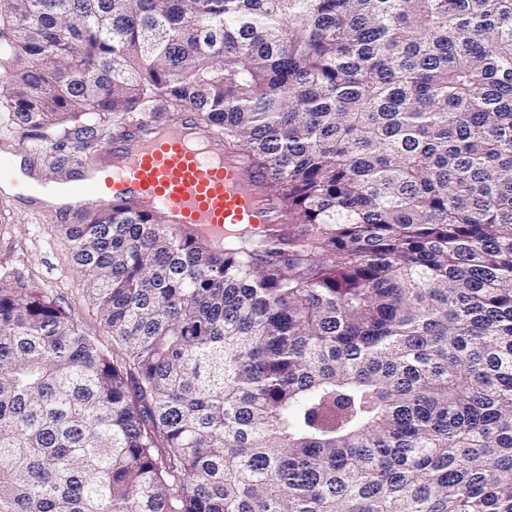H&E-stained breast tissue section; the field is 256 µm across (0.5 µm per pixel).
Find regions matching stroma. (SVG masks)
<instances>
[{"mask_svg": "<svg viewBox=\"0 0 512 512\" xmlns=\"http://www.w3.org/2000/svg\"><path fill=\"white\" fill-rule=\"evenodd\" d=\"M33 135L27 127L0 133V157L21 163L39 182L62 181L74 173L80 155L73 142L60 145L61 164L52 169L29 151ZM0 271L23 287L60 299L89 335L111 346L112 337L97 315L87 281L72 261L58 216L12 191L0 193Z\"/></svg>", "mask_w": 512, "mask_h": 512, "instance_id": "1", "label": "stroma"}]
</instances>
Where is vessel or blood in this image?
I'll list each match as a JSON object with an SVG mask.
<instances>
[{
  "instance_id": "b4317fda",
  "label": "vessel or blood",
  "mask_w": 512,
  "mask_h": 512,
  "mask_svg": "<svg viewBox=\"0 0 512 512\" xmlns=\"http://www.w3.org/2000/svg\"><path fill=\"white\" fill-rule=\"evenodd\" d=\"M262 184L245 157L225 156L219 140L200 137L193 112L176 124L156 113L113 134L84 159L64 185L58 212L66 221L75 210L131 199L161 214L174 230L220 245L228 228L260 231L283 223Z\"/></svg>"
}]
</instances>
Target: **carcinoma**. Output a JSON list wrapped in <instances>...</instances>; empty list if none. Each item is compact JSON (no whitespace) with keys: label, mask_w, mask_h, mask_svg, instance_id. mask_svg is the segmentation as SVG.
Returning a JSON list of instances; mask_svg holds the SVG:
<instances>
[{"label":"carcinoma","mask_w":512,"mask_h":512,"mask_svg":"<svg viewBox=\"0 0 512 512\" xmlns=\"http://www.w3.org/2000/svg\"><path fill=\"white\" fill-rule=\"evenodd\" d=\"M0 71L42 141L192 110L286 218L62 225L110 352L0 277V512H512V0H0Z\"/></svg>","instance_id":"1"}]
</instances>
